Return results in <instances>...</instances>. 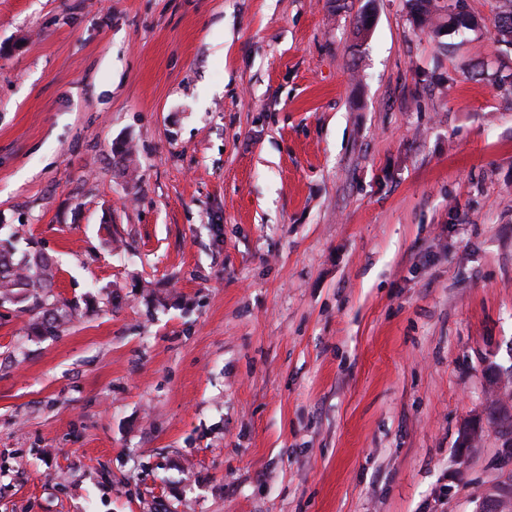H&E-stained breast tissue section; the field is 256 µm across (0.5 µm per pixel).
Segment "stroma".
I'll use <instances>...</instances> for the list:
<instances>
[{
  "mask_svg": "<svg viewBox=\"0 0 512 512\" xmlns=\"http://www.w3.org/2000/svg\"><path fill=\"white\" fill-rule=\"evenodd\" d=\"M0 0V512H475L512 368L502 0ZM371 14L358 31L356 22ZM132 149L123 159L121 145ZM414 22L420 27L429 28L432 34L438 37L448 21L439 22L440 16L435 0H408ZM0 249V300L21 305L38 315L33 329L38 336H57L71 313L70 307H58L46 291L54 278V264L45 253H26L15 258L11 239Z\"/></svg>",
  "mask_w": 512,
  "mask_h": 512,
  "instance_id": "stroma-1",
  "label": "stroma"
}]
</instances>
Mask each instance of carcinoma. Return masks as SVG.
Returning a JSON list of instances; mask_svg holds the SVG:
<instances>
[{
  "mask_svg": "<svg viewBox=\"0 0 512 512\" xmlns=\"http://www.w3.org/2000/svg\"><path fill=\"white\" fill-rule=\"evenodd\" d=\"M414 22L431 30L434 36L442 33L444 25L436 0H408ZM495 29L500 41L512 45V0H504ZM54 278V264L42 252L27 253L15 258L12 241L0 247V300L13 305H24V309L37 314L33 329L39 336L58 335L71 313L68 308L57 306L46 288Z\"/></svg>",
  "mask_w": 512,
  "mask_h": 512,
  "instance_id": "cac0c4a2",
  "label": "carcinoma"
}]
</instances>
